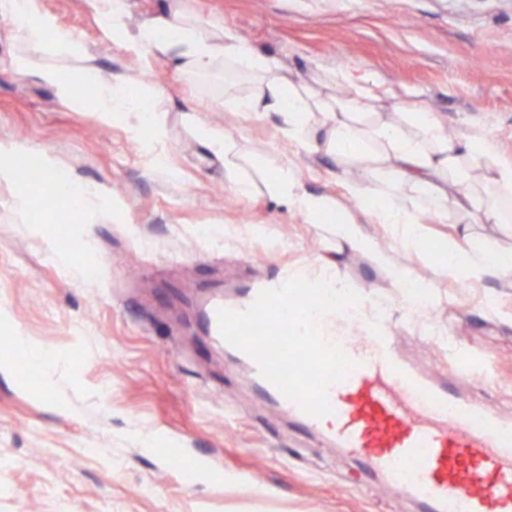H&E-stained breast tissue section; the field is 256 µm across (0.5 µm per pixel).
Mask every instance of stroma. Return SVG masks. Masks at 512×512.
<instances>
[{
	"instance_id": "obj_1",
	"label": "stroma",
	"mask_w": 512,
	"mask_h": 512,
	"mask_svg": "<svg viewBox=\"0 0 512 512\" xmlns=\"http://www.w3.org/2000/svg\"><path fill=\"white\" fill-rule=\"evenodd\" d=\"M108 73L140 83L166 116L165 160L133 116L102 121L68 106L12 59L23 45L0 20V140L48 153L98 185L109 206L58 224L43 189L28 210L0 184V512H419L350 451L287 417L210 335L203 302L235 295L281 267L336 274L395 328L399 349L462 395L512 415V281L441 278L432 253L451 224L421 217L424 247L370 223L327 158L289 145L276 116L243 115L228 99L257 80L220 67L189 75L113 42L86 0H38ZM223 21L284 73L308 80L349 69L379 87L382 112L425 108L449 137L483 134L512 159V0H181ZM227 131L253 185L239 194L203 150L199 126ZM291 162L304 190L329 196L337 220L368 225L394 264L434 284L411 310L368 253L311 224L269 185L271 160ZM70 249L73 276L48 255ZM26 336L56 357L18 366L5 349ZM52 382L34 389L44 374ZM179 445L178 465L142 433Z\"/></svg>"
}]
</instances>
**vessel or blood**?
<instances>
[{"label": "vessel or blood", "instance_id": "obj_1", "mask_svg": "<svg viewBox=\"0 0 512 512\" xmlns=\"http://www.w3.org/2000/svg\"><path fill=\"white\" fill-rule=\"evenodd\" d=\"M256 295L252 288L242 299H210L204 316L211 335L219 333V309H245ZM358 323L362 340L341 343L355 366L329 388L333 412L320 419L260 376L246 352L235 356L282 413L325 429L338 447L418 502L421 512H512V418L477 409L400 356L382 320L363 312Z\"/></svg>", "mask_w": 512, "mask_h": 512}]
</instances>
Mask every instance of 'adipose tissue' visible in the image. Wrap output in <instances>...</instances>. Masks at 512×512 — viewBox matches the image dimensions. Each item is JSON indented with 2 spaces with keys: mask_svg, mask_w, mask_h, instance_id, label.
Instances as JSON below:
<instances>
[{
  "mask_svg": "<svg viewBox=\"0 0 512 512\" xmlns=\"http://www.w3.org/2000/svg\"><path fill=\"white\" fill-rule=\"evenodd\" d=\"M88 2L113 41L134 55L170 61L191 75L210 73L222 64L255 76L258 88L239 101V111L277 115L289 140L307 153L331 158L338 169L348 172V189L366 204L371 221L401 226L407 247L422 246L418 212L459 225L457 238L442 239L438 245L442 276L459 282L512 277V248L500 247L490 239L471 240L468 230L473 222L493 224L512 237V161L503 160L491 140L448 138L442 120L424 109L406 108L399 120H391L378 111L379 95L374 86L348 70L326 73L324 81L348 86L349 98L317 93L307 83L287 78L278 59L259 53L231 28L200 24L180 5L169 6L164 14L132 29L127 23V0ZM0 19L26 45L13 60L17 73L37 76L74 105L83 102L88 86H96L100 93L93 105L102 120H111L116 112L138 113L148 120L156 141H164V118L159 112L147 111L150 98L141 87L104 74L96 56L84 51L69 32L41 12L37 0H0ZM49 45L68 55L67 67L43 63L42 54ZM201 143L223 160L236 190L248 193L251 185L238 177L230 134L207 128L201 133ZM43 169L46 189L66 193L74 213L84 215L103 207L97 189L82 187L61 175L51 158H44ZM272 169L273 189L287 197L309 223L321 224L335 217V203L304 191L290 167L277 162ZM336 235L351 250L371 254L386 266L394 288L406 301H413L417 277L408 268L389 264L377 238L363 225L337 224Z\"/></svg>",
  "mask_w": 512,
  "mask_h": 512,
  "instance_id": "1",
  "label": "adipose tissue"
}]
</instances>
